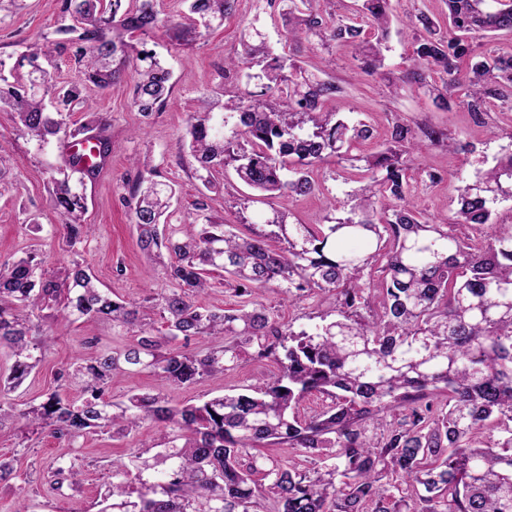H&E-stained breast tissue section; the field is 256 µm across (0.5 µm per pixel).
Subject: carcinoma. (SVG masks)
<instances>
[{"label": "carcinoma", "instance_id": "cac0c4a2", "mask_svg": "<svg viewBox=\"0 0 512 512\" xmlns=\"http://www.w3.org/2000/svg\"><path fill=\"white\" fill-rule=\"evenodd\" d=\"M235 2L183 0L190 23L170 25L157 0H61L54 30L27 46L9 73L0 61V104L14 110L23 137L40 145L80 137L95 141L100 154L91 168L64 158L61 177L51 179L70 246L92 228L83 223L85 179L112 156L110 123L91 111L87 88H128L138 112L151 116L171 93L173 74L146 43H132L134 34L164 28L179 43L192 42L222 25ZM445 2L448 28L424 13L408 21L416 66L443 75L444 91H427L445 105L454 95L478 116L492 100L512 101L511 43L460 69L475 39L512 33V0ZM266 3L288 21L281 33L286 50L276 54L260 32H242L244 63L260 67L248 79L259 84L245 95L226 87L222 98L204 97L189 116L196 179L210 190L231 166L245 186L269 198L306 196L319 191V165L363 161V195L333 224H292L287 210L273 207L266 219L272 231L252 236L212 220L198 201L195 219L173 233L159 225L175 190L138 176L125 199L138 245L148 255L165 250L172 257V287L158 295L166 330L153 333L137 307L112 299L78 261L52 273L34 254L1 264L0 345L12 350L14 363L7 383L0 382V420L16 415L69 443L147 422L165 429V448L112 464V504L102 512H512V225L497 223L492 209L498 198H512V152L460 190L457 223L425 220L402 153L354 155L369 127L325 111L338 86L298 59L306 43H345L360 56L362 73H377L389 0L358 5L379 33L373 41L356 21L320 13L316 0ZM62 52L75 66L69 81L55 83L48 69L21 63ZM77 106L91 118L72 128L66 116ZM391 139L420 148L404 123L393 125ZM272 235L286 247L271 248ZM356 238L371 249H347ZM213 270L234 281L240 296L275 283L291 302L315 295L334 299V308L298 332L256 300L232 313L207 309L192 296L207 290ZM44 310L137 326L139 336L59 372L58 380L81 388L80 401L48 391L17 412L4 398L42 360ZM193 339L215 345L192 351ZM246 347L278 360V373L200 404L173 405L159 393H135L121 403L105 397L116 371L191 385L235 370ZM438 390L446 392L443 404L434 400ZM314 393L328 403L300 413ZM263 442L287 446L308 465L288 467L252 452ZM55 475L74 486L81 473L71 461L58 463Z\"/></svg>", "mask_w": 512, "mask_h": 512}]
</instances>
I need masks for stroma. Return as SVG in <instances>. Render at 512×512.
<instances>
[{"instance_id":"obj_1","label":"stroma","mask_w":512,"mask_h":512,"mask_svg":"<svg viewBox=\"0 0 512 512\" xmlns=\"http://www.w3.org/2000/svg\"><path fill=\"white\" fill-rule=\"evenodd\" d=\"M20 10L0 11V61L12 65L26 46L53 30L59 16V0H22ZM392 22L385 40V65L374 75H366L352 50L341 43L332 47L335 63L329 75L341 91L327 103L329 111L368 125L372 136L358 149L367 156L387 147L394 123L409 125L415 134L432 129L454 139L456 157L445 147L431 145L415 153L408 164V180L420 194L424 216L436 224H450L458 210L460 187L471 183L476 172L489 166L494 157L512 148V105H488L482 122L461 105L442 107L403 77L414 69V45L404 24L410 15L427 12L444 17V0H390ZM255 25L270 43H277L271 10L259 9L256 0H237L234 13L223 26L210 29L190 45H180L161 31L146 42L173 71V89L160 112L142 117L131 98L123 92L89 89L93 110L104 113L111 123L112 156L87 182L88 207L85 223L93 234L77 249H69L54 212L49 194V178L62 163V145L40 149L18 135L14 114L0 105V143L11 160L0 167V262L27 254H37L46 268L53 269L78 258L89 266L101 288L113 298L142 304L147 298L169 288L164 263L151 260L137 244L138 233L124 205L128 187L138 175L132 158L151 162L146 175L175 184L171 224L192 212L197 200H205L214 220L244 233L262 231L260 215L266 207L247 201L248 190L233 170L219 176L215 190L204 191L194 177L197 166L185 146L188 116L202 95L217 90L227 58L241 51V31ZM437 173L430 182L429 173ZM317 179L320 193L275 199L287 209L290 220L300 224H327L345 216L353 194L361 182L350 179L337 163L320 165ZM257 299L274 320L294 328L316 322L323 305L309 300L290 303L276 285L259 291ZM133 329L94 319L50 318L44 322V357L38 367L8 398L16 409L39 398L58 385L57 373L74 355L93 359L101 352L122 348L133 342ZM273 360L244 356L241 366L224 375L206 377L190 386H177L145 373H117L109 395L113 401L126 400L134 393H159L172 404L199 403L223 395L276 373ZM161 430L152 424L127 436L91 433L76 443L53 438L49 433L28 434L23 419L0 424V455L13 459L17 477L10 487L0 489V512H13L17 497H25L29 512H97L96 503L111 479V464L128 461L141 453L143 443L156 444ZM75 461L83 470L80 488L55 483L57 459Z\"/></svg>"}]
</instances>
